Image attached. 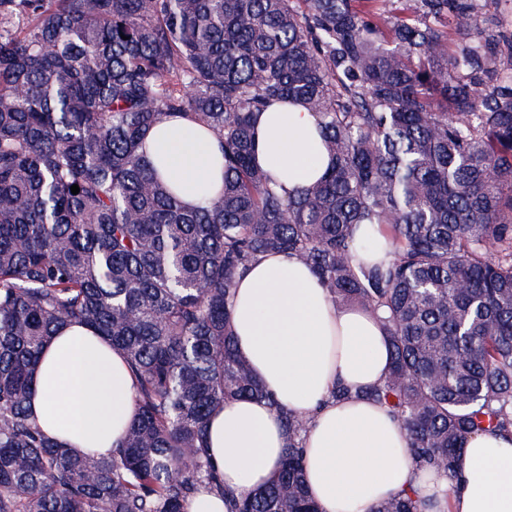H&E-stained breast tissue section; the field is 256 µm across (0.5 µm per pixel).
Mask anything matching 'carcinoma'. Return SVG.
<instances>
[{"label": "carcinoma", "mask_w": 512, "mask_h": 512, "mask_svg": "<svg viewBox=\"0 0 512 512\" xmlns=\"http://www.w3.org/2000/svg\"><path fill=\"white\" fill-rule=\"evenodd\" d=\"M275 103L315 113L332 159L292 192L256 161L254 117ZM163 119L222 145L224 188L199 207L149 156ZM361 224L389 262L353 263ZM272 251L378 315L392 368L367 396L416 463L451 478L469 436L512 431V32L480 0H0V512H185L202 486L228 512H319L304 419L282 414L289 446L262 488L224 491L208 454L224 401L278 408L229 308ZM73 322L135 380L109 457L29 412L42 350Z\"/></svg>", "instance_id": "cac0c4a2"}]
</instances>
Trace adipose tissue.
Here are the masks:
<instances>
[{
  "label": "adipose tissue",
  "mask_w": 512,
  "mask_h": 512,
  "mask_svg": "<svg viewBox=\"0 0 512 512\" xmlns=\"http://www.w3.org/2000/svg\"><path fill=\"white\" fill-rule=\"evenodd\" d=\"M256 157L292 190L331 164L314 113L271 106L256 117ZM147 142L164 159L181 200L222 190L223 153L208 129L158 123ZM236 348L278 402L228 400L207 424L209 453L225 488L255 489L277 472L288 447L279 416L306 420L305 484L321 512H372L419 492L426 512H512V434L470 436L453 477L418 469L402 426L367 393L391 369L385 329L368 310L335 303L295 255L269 252L237 277L230 302ZM134 381L122 356L81 324L47 345L31 407L47 433L76 450L110 456L134 415Z\"/></svg>",
  "instance_id": "1"
}]
</instances>
